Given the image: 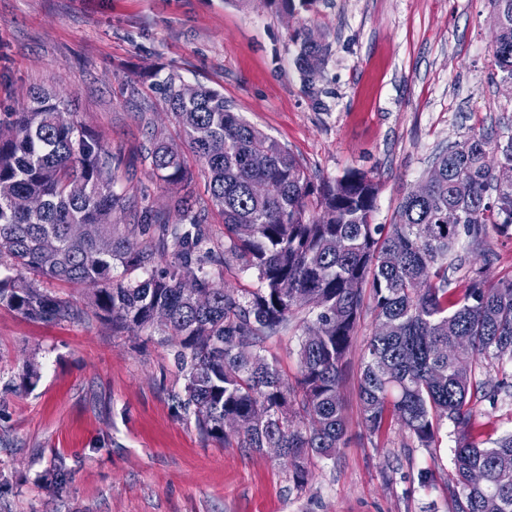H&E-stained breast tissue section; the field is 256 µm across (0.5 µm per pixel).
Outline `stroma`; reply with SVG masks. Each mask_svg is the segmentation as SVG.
<instances>
[{"label": "stroma", "instance_id": "obj_1", "mask_svg": "<svg viewBox=\"0 0 512 512\" xmlns=\"http://www.w3.org/2000/svg\"><path fill=\"white\" fill-rule=\"evenodd\" d=\"M325 34L328 61L305 87L293 30ZM491 0H317L283 15L266 0H0V115L35 87L48 89L121 160L128 193L169 195L139 151L149 128L180 129L145 71H176L223 92L235 111L286 146L320 178L357 169L379 185L374 221L393 223L402 198L442 146L512 127V90L496 76ZM206 230L221 261L210 271L235 297L253 271L228 250L224 218L209 206ZM483 278L512 277V236L489 232ZM82 308L75 323L34 322L0 307V512H452L454 436L436 451L402 433H366L355 373L342 388L350 441L316 462L296 488L283 461L236 442L200 436L174 407L183 389L174 341L113 331L88 288L48 282ZM300 319L267 339L288 383L300 376ZM39 367L32 389L27 364ZM63 456V488L45 475Z\"/></svg>", "mask_w": 512, "mask_h": 512}]
</instances>
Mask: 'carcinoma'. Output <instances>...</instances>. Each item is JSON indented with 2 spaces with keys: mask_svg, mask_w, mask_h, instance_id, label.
Returning a JSON list of instances; mask_svg holds the SVG:
<instances>
[{
  "mask_svg": "<svg viewBox=\"0 0 512 512\" xmlns=\"http://www.w3.org/2000/svg\"><path fill=\"white\" fill-rule=\"evenodd\" d=\"M293 14L316 0H266ZM493 66L512 83V0H491ZM294 59L308 86L327 62L324 35L294 30ZM174 114L182 144L156 132L141 163L165 188L185 189L164 220L149 196L115 189L119 165L108 146L48 90L38 89L0 121V306L33 321L75 323L84 311L43 281L91 287L90 303L112 330L157 328L178 339L185 372L176 409L199 433L224 442V420L238 421L237 444L284 448L296 488L312 460H332L348 443L342 386L352 337L366 309L384 334L368 337L358 371L363 421L371 436L394 428L418 448L439 447L443 425L455 436L448 495L453 512H512V431L482 439L490 415L476 406L512 393V277L486 284L471 268L451 287L461 235L476 244L489 228H512V134H471L433 157L435 177L408 193L392 224L374 223L378 188L360 172L314 182L281 143L251 125L216 89L149 72ZM203 162L211 202L224 215L230 251L261 287L243 299L215 282L204 209L187 191L184 150ZM458 214L448 223V211ZM130 223L115 222L116 213ZM171 261L157 268V252ZM121 268L123 273L114 275ZM140 270L142 277L131 273ZM166 313L168 320L156 321ZM314 338L297 340L300 378L286 384L265 354L266 339L296 314ZM484 354L501 378L479 377ZM262 409L266 416L256 420Z\"/></svg>",
  "mask_w": 512,
  "mask_h": 512,
  "instance_id": "cac0c4a2",
  "label": "carcinoma"
}]
</instances>
